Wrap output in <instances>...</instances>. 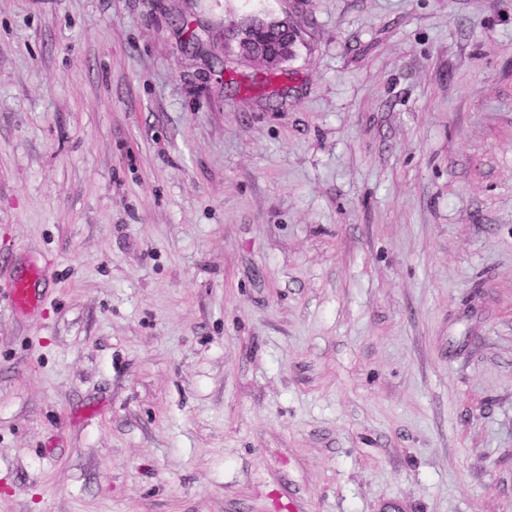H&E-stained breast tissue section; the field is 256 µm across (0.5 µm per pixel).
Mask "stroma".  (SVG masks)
Segmentation results:
<instances>
[{"mask_svg":"<svg viewBox=\"0 0 512 512\" xmlns=\"http://www.w3.org/2000/svg\"><path fill=\"white\" fill-rule=\"evenodd\" d=\"M0 512H512V0H0ZM286 19L267 21L253 18L236 30L240 51L268 68L280 67L292 55L297 41L294 28ZM287 31L285 37L277 35ZM274 40V42H270Z\"/></svg>","mask_w":512,"mask_h":512,"instance_id":"1","label":"stroma"}]
</instances>
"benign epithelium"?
I'll list each match as a JSON object with an SVG mask.
<instances>
[{
    "instance_id": "1",
    "label": "benign epithelium",
    "mask_w": 512,
    "mask_h": 512,
    "mask_svg": "<svg viewBox=\"0 0 512 512\" xmlns=\"http://www.w3.org/2000/svg\"><path fill=\"white\" fill-rule=\"evenodd\" d=\"M236 39L244 55L268 68H275L292 55L297 35L283 19L253 18L237 29Z\"/></svg>"
}]
</instances>
